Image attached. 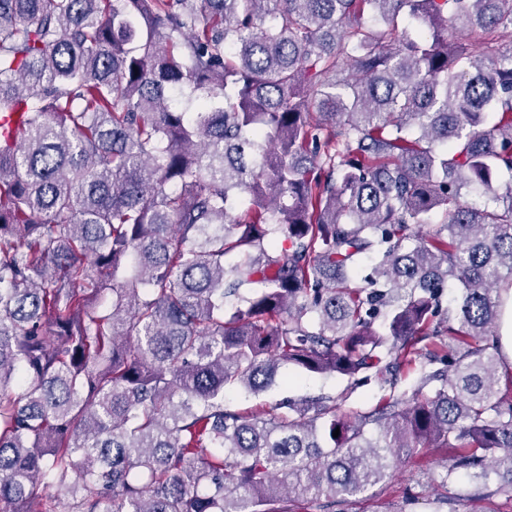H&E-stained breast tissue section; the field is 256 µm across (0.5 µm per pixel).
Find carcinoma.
Instances as JSON below:
<instances>
[{"label":"carcinoma","mask_w":512,"mask_h":512,"mask_svg":"<svg viewBox=\"0 0 512 512\" xmlns=\"http://www.w3.org/2000/svg\"><path fill=\"white\" fill-rule=\"evenodd\" d=\"M509 26L512 0H0V512L334 507L424 444L512 499ZM283 364L383 395L224 407ZM504 315L501 324V350L507 360V368H512V289L504 294Z\"/></svg>","instance_id":"obj_1"}]
</instances>
